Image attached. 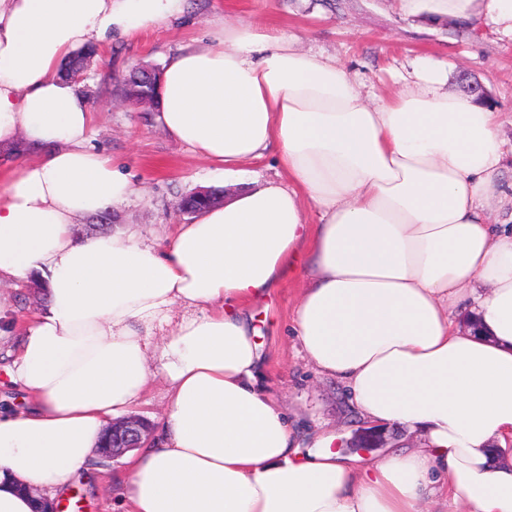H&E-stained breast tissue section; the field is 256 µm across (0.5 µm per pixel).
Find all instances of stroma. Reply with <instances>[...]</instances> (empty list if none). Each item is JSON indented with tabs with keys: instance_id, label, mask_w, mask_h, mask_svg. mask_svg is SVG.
Returning a JSON list of instances; mask_svg holds the SVG:
<instances>
[{
	"instance_id": "1",
	"label": "stroma",
	"mask_w": 512,
	"mask_h": 512,
	"mask_svg": "<svg viewBox=\"0 0 512 512\" xmlns=\"http://www.w3.org/2000/svg\"><path fill=\"white\" fill-rule=\"evenodd\" d=\"M217 15L274 27L305 51L336 58L372 102L412 79L424 59L445 65L450 93H462L468 82L480 84L487 105L502 114V182L512 183V36L495 26L436 24L424 15L405 18L396 0H185L179 17L102 44L77 83L94 114L91 148L119 161L136 189L127 203L112 208L115 228L134 227L163 240L183 221L174 209L180 194L224 183L215 165L166 134L155 110L125 103L116 93L119 78L131 66L163 67L181 44L206 38ZM302 286V279L288 276L250 309L266 354L261 384L300 434L316 428L353 435L366 431L346 389L318 373L288 329ZM124 469L118 459L92 463L70 489L71 512H123L120 489L105 492L101 486Z\"/></svg>"
}]
</instances>
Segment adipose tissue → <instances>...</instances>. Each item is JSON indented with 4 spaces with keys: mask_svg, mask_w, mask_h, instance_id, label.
<instances>
[{
    "mask_svg": "<svg viewBox=\"0 0 512 512\" xmlns=\"http://www.w3.org/2000/svg\"><path fill=\"white\" fill-rule=\"evenodd\" d=\"M183 2L0 0V147L20 150L0 169V285L36 279L46 299L1 370L31 406L0 412V512L65 497L155 360L166 400L124 455L127 512H512V187L499 112L449 94L442 63L372 105L335 58L217 20L168 57L157 119L225 185L272 149L281 177L161 245L82 232L133 185L89 148L92 114L58 65ZM397 3L512 35V0ZM291 274L308 360L365 422L405 428L417 448L365 465L331 429L302 447L259 384L248 313ZM462 310L477 330L460 329Z\"/></svg>",
    "mask_w": 512,
    "mask_h": 512,
    "instance_id": "ef3b65f1",
    "label": "adipose tissue"
}]
</instances>
